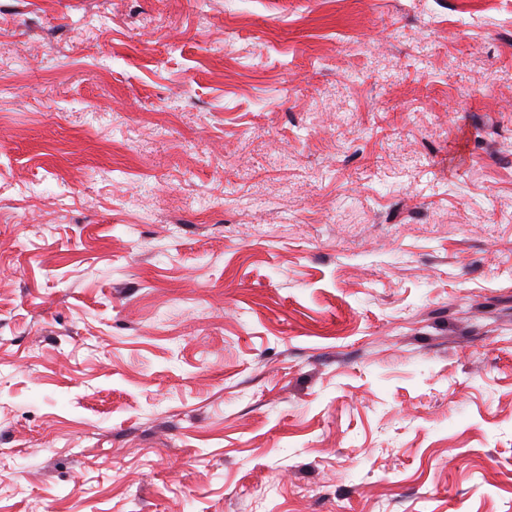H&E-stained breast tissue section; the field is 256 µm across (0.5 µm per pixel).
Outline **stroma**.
Segmentation results:
<instances>
[{
	"mask_svg": "<svg viewBox=\"0 0 512 512\" xmlns=\"http://www.w3.org/2000/svg\"><path fill=\"white\" fill-rule=\"evenodd\" d=\"M0 512H512V0H0Z\"/></svg>",
	"mask_w": 512,
	"mask_h": 512,
	"instance_id": "1",
	"label": "stroma"
}]
</instances>
